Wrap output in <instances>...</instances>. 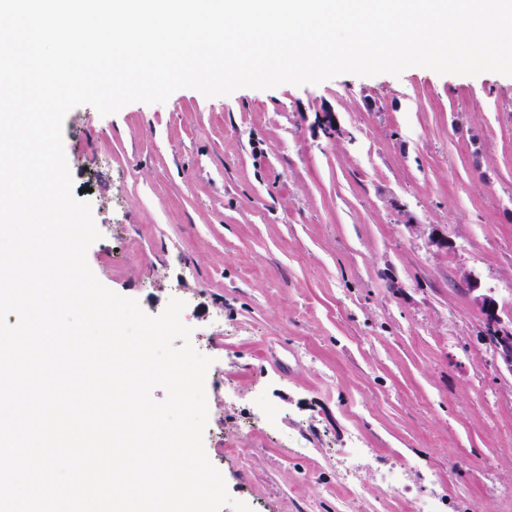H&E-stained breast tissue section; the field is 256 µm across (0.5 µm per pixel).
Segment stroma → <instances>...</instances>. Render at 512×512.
<instances>
[{
    "label": "stroma",
    "instance_id": "obj_1",
    "mask_svg": "<svg viewBox=\"0 0 512 512\" xmlns=\"http://www.w3.org/2000/svg\"><path fill=\"white\" fill-rule=\"evenodd\" d=\"M64 152L101 233L96 278L152 316L183 300L213 359L204 447L232 498L512 505V372L460 286L474 273L512 317V76L411 67L82 105ZM396 467L399 492L381 480Z\"/></svg>",
    "mask_w": 512,
    "mask_h": 512
}]
</instances>
